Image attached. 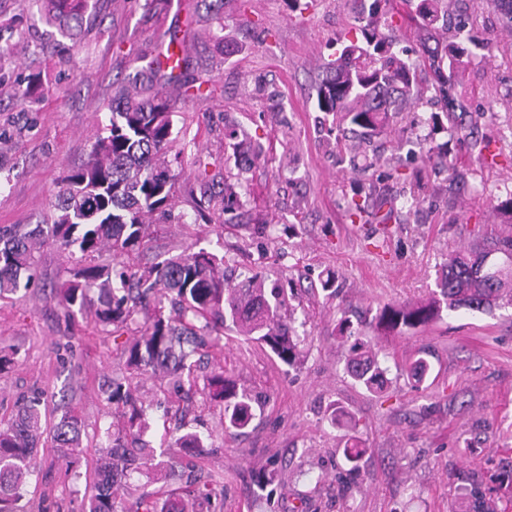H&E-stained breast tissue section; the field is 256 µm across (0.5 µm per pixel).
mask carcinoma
<instances>
[{"mask_svg": "<svg viewBox=\"0 0 512 512\" xmlns=\"http://www.w3.org/2000/svg\"><path fill=\"white\" fill-rule=\"evenodd\" d=\"M25 9L35 5L44 23L62 33L83 25L93 15L94 0H20ZM386 0H352L353 20L365 43L352 42L340 50L317 89L319 111L338 124L360 129L369 139L383 127L390 113L407 112L416 125L438 127V113L418 115L426 102L448 116L468 112L456 92V74L478 54L466 44L463 29L448 27V16L469 7L471 0H407L410 14L426 32L420 61H409L393 50L379 31ZM18 91L24 104L42 89L41 79H27ZM175 102L161 91L142 95L132 82L122 102L110 108L106 134L90 146L83 165L57 180L50 231L52 241L69 255L80 254L70 279L52 295L66 317L93 311L99 325L120 331L144 315L139 336L125 350L126 373L105 382L100 393L108 404L121 408L123 425L104 430L105 454L95 468L94 506L91 512H116L112 494L126 478L132 459L122 438L149 428L148 406L135 379L149 372L165 378L174 389L183 386L191 356L209 347L212 333L234 330L270 349L284 364L300 361L297 333L284 320L286 305L278 287L266 289L255 277L246 287L229 283L220 274L224 258L201 248L157 262L130 275L99 261L102 252L114 255L140 248L146 219L168 209L179 174L165 161L173 142ZM42 225L0 228V296L27 292L37 279V246L44 242ZM176 306V316L165 314V302ZM512 305V236L493 239L481 251L459 252L448 260L440 293L426 300L386 305L374 316L377 324L393 331L416 329L442 314L462 308L490 310ZM204 325L194 328L193 321ZM347 370L374 393L387 384L386 369L378 354L354 347ZM431 365L419 357L409 366V376L424 383ZM209 401L224 407V431L238 435L253 419V398L224 375L211 372L204 382ZM43 391L20 398L10 419L0 423V512H20L34 473L37 445L44 433L41 407ZM82 420L66 406L54 425L58 448L80 446ZM512 487V465L500 468L490 482L461 487L472 503L471 512H495L497 492ZM144 512H183L174 497L146 505Z\"/></svg>", "mask_w": 512, "mask_h": 512, "instance_id": "obj_1", "label": "carcinoma"}]
</instances>
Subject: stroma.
Listing matches in <instances>:
<instances>
[{
	"label": "stroma",
	"instance_id": "stroma-1",
	"mask_svg": "<svg viewBox=\"0 0 512 512\" xmlns=\"http://www.w3.org/2000/svg\"><path fill=\"white\" fill-rule=\"evenodd\" d=\"M477 8L472 34L489 49L462 73L471 111L453 117L459 135L402 121L366 144L349 131L329 135L316 107L327 62L361 36L350 0H97L76 37L51 39L19 0H0V30L11 35L0 55V227L50 214L57 179L86 160L128 75L178 34L184 77L205 81L203 93L159 78L142 85L177 100L166 155L179 174L176 203L149 217L142 246L113 265L132 273L190 248L217 253L229 281L255 275L284 288L302 340L290 367L228 330L195 370L200 381L223 369L251 394L254 418L239 436L223 433L222 406L198 395L182 416L181 397L145 377L139 390L154 405L145 441L159 447L184 421L207 447L175 449L176 475L165 482L131 470L118 505L173 493L186 512H465L461 477L481 480L512 462V306L462 309L402 333L371 321L385 305L427 298L451 255L512 232L496 209L512 196V30L487 0ZM32 73L45 88L24 108L17 81ZM234 136L261 144V158L234 155ZM443 143L450 169L420 168L421 155ZM488 143L498 158L486 166ZM228 186L242 206L226 212ZM357 187L367 201L353 218L347 203ZM38 257L35 285L0 304V351L17 354L0 373V419L36 389L71 396L81 445L68 452L43 438L28 496L48 512H90L101 433L118 418L98 389L137 332L117 343L92 314L65 319L50 291L75 261L48 242ZM329 277L332 297L322 289ZM357 344L377 351L383 396L349 375ZM417 357L431 364L418 386L407 373ZM332 405L346 413L343 425H331ZM353 443L364 450L355 473L343 457ZM207 474L223 478L208 507L189 494L190 480Z\"/></svg>",
	"mask_w": 512,
	"mask_h": 512
}]
</instances>
